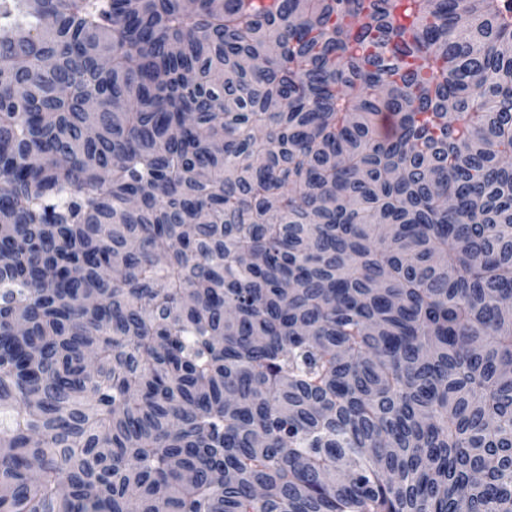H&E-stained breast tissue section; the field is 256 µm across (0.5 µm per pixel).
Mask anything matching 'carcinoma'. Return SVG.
Returning a JSON list of instances; mask_svg holds the SVG:
<instances>
[{"mask_svg": "<svg viewBox=\"0 0 512 512\" xmlns=\"http://www.w3.org/2000/svg\"><path fill=\"white\" fill-rule=\"evenodd\" d=\"M0 512H512V0H0Z\"/></svg>", "mask_w": 512, "mask_h": 512, "instance_id": "obj_1", "label": "carcinoma"}]
</instances>
